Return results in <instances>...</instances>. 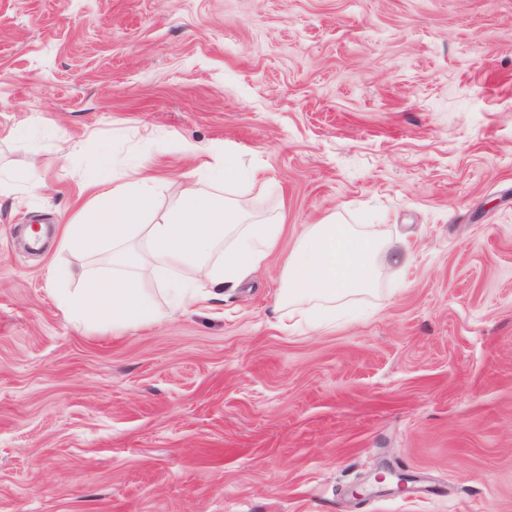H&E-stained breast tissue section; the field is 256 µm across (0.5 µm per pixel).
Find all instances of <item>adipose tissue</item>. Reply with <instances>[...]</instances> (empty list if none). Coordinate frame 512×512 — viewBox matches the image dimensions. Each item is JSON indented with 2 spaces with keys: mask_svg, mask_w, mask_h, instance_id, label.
Here are the masks:
<instances>
[{
  "mask_svg": "<svg viewBox=\"0 0 512 512\" xmlns=\"http://www.w3.org/2000/svg\"><path fill=\"white\" fill-rule=\"evenodd\" d=\"M94 204L66 227L62 247L77 265L52 268L53 292L66 319L113 333L188 314L212 300L216 287H236L278 251L282 226L258 217L222 191L237 182L235 158L218 153L205 169L186 174L176 198L156 206V179L141 164L100 159ZM112 253V272L96 259ZM381 225L353 226L332 215L306 227L282 266L277 306L289 316L331 324L336 305L376 288L385 267L407 265ZM166 287L160 305L154 286Z\"/></svg>",
  "mask_w": 512,
  "mask_h": 512,
  "instance_id": "1",
  "label": "adipose tissue"
}]
</instances>
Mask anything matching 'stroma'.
<instances>
[{
	"mask_svg": "<svg viewBox=\"0 0 512 512\" xmlns=\"http://www.w3.org/2000/svg\"><path fill=\"white\" fill-rule=\"evenodd\" d=\"M106 150L163 206L238 156L278 253L195 313L69 324L49 270ZM30 166L0 189V512H512V0H0V172ZM331 214L410 263L292 325L283 261Z\"/></svg>",
	"mask_w": 512,
	"mask_h": 512,
	"instance_id": "35a3bbf8",
	"label": "stroma"
}]
</instances>
